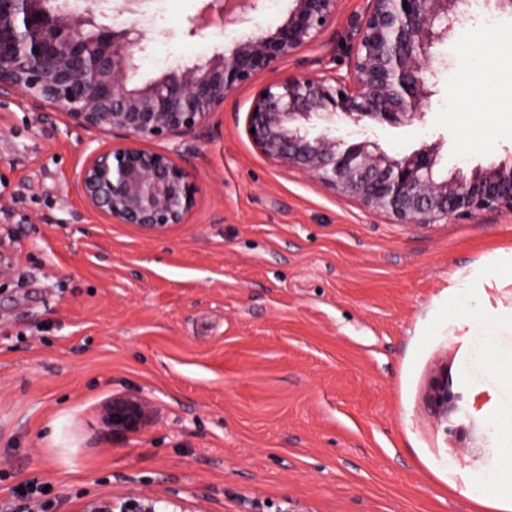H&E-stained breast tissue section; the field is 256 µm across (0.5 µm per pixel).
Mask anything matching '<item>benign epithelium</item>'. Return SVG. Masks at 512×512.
Instances as JSON below:
<instances>
[{
    "instance_id": "benign-epithelium-1",
    "label": "benign epithelium",
    "mask_w": 512,
    "mask_h": 512,
    "mask_svg": "<svg viewBox=\"0 0 512 512\" xmlns=\"http://www.w3.org/2000/svg\"><path fill=\"white\" fill-rule=\"evenodd\" d=\"M339 0H295L273 29L239 40L230 55L176 67L159 79L130 83L134 58L148 38L138 23L95 22L55 0H0V97L20 94L64 115L72 125L112 138L96 148L77 177L86 202L114 224H132L154 235L182 224L199 191L189 168L165 143L195 133L224 99L315 42L336 16ZM356 23L350 75H286L263 89L247 113L249 138L274 164L295 169L325 189L384 213L396 224L426 228L474 219L487 211L512 214V165L457 172L437 180L428 145L401 158L374 154L365 142L338 141L326 133L309 138L294 123L315 114L327 121L343 114L400 124L423 113L434 74L429 49L450 30L438 23L456 13L459 0H369ZM160 144L155 150L137 147ZM437 422L461 412L448 371L430 386ZM149 405L138 395L112 399L102 420L114 432H136ZM152 497L94 498L82 512H160Z\"/></svg>"
}]
</instances>
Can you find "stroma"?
<instances>
[{"label": "stroma", "mask_w": 512, "mask_h": 512, "mask_svg": "<svg viewBox=\"0 0 512 512\" xmlns=\"http://www.w3.org/2000/svg\"><path fill=\"white\" fill-rule=\"evenodd\" d=\"M208 0H138L98 22L137 21L149 43L131 81L227 54L283 22L293 0H262L188 36ZM368 0H340L332 24L259 74L178 139L200 191L185 223L149 235L114 224L74 188L107 138L25 97L0 100V512H81L92 498L150 496L181 512H512L472 488L501 467L490 429L512 387L494 370L512 351V215L427 228L394 223L268 160L246 131L260 91L287 74L347 75L352 25ZM430 49L422 117L300 120L301 132L370 141L394 158L433 146L446 178L512 161V138L465 150L460 131L512 121V54L476 57L472 35L512 34V10L473 0ZM494 73L503 93L468 114ZM494 342H487V330ZM447 371L463 427L428 405ZM150 403L139 431L101 420L112 398ZM48 484L24 503L19 483Z\"/></svg>", "instance_id": "stroma-1"}]
</instances>
